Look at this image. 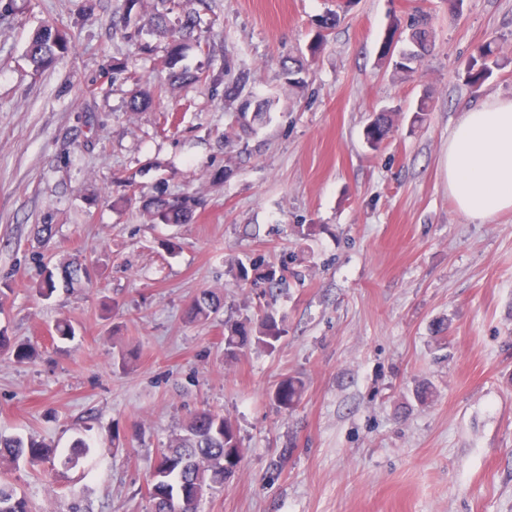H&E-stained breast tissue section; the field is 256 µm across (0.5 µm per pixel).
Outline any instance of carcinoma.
I'll return each instance as SVG.
<instances>
[{
  "label": "carcinoma",
  "mask_w": 512,
  "mask_h": 512,
  "mask_svg": "<svg viewBox=\"0 0 512 512\" xmlns=\"http://www.w3.org/2000/svg\"><path fill=\"white\" fill-rule=\"evenodd\" d=\"M171 0H158L162 9L155 13L153 22L156 29L169 35V65L174 67L180 61L186 41L190 40L198 26L196 12L185 10L177 23L170 24L167 7ZM403 38L410 44H419L422 52L414 59L399 61L387 58L381 52L380 62L392 66L394 73L408 77L415 73L417 65L430 51L432 41L431 17L422 10H416L405 19L396 18L390 26L386 42ZM70 37L65 31L50 26L41 27L26 47V57L33 67L40 71L53 65L69 49ZM506 61L500 58L497 40L490 39L479 45L465 69V82L479 89L493 71L504 67ZM305 71L302 61L290 58L283 62V75L288 86L299 88L304 84L300 74ZM247 83V75L240 74L235 80L224 85V98L238 99ZM393 129L392 112L382 111L369 120L364 136L367 144L376 149ZM197 201L193 196L167 197L165 191L142 200V209L154 224H186L193 219ZM87 257L76 255L67 262L48 270L47 275L36 285V292L47 297L58 286L72 288L88 276ZM251 268L239 262L230 269L235 286L245 288L261 282L272 289L285 280L287 267H266L255 277ZM223 306V296L213 290H203L192 299L188 315L198 321L208 320ZM283 328L271 313H265L257 320L245 317L241 320L224 321V361L231 362L251 346L272 348L282 336ZM12 350L18 362L36 357L34 348L26 345L11 347V339L0 329V352ZM302 382L296 377L283 379L274 391L279 406L292 409L299 402ZM91 453L88 439L79 438L70 448L60 452L62 465L72 469L85 462ZM53 449L47 443L31 435L27 438L0 435V512H31L29 500L17 492L9 477L11 471L25 462L31 467L38 466L50 458ZM243 448L237 428L232 420L216 411L201 410L191 415L181 432L171 439L155 460L148 479L147 499L149 512H199L207 493L224 487V465L240 466Z\"/></svg>",
  "instance_id": "cac0c4a2"
}]
</instances>
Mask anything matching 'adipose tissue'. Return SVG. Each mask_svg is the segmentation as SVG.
Listing matches in <instances>:
<instances>
[{
    "label": "adipose tissue",
    "mask_w": 512,
    "mask_h": 512,
    "mask_svg": "<svg viewBox=\"0 0 512 512\" xmlns=\"http://www.w3.org/2000/svg\"><path fill=\"white\" fill-rule=\"evenodd\" d=\"M448 193L471 219L512 210V99L464 106L448 139Z\"/></svg>",
    "instance_id": "obj_1"
}]
</instances>
